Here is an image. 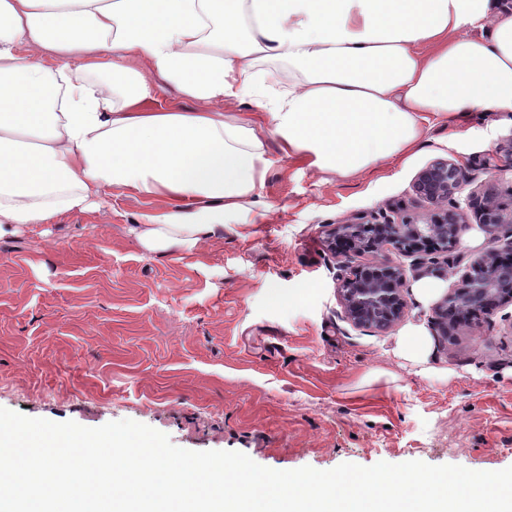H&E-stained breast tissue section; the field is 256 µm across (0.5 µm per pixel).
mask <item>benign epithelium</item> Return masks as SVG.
Returning <instances> with one entry per match:
<instances>
[{"instance_id":"benign-epithelium-1","label":"benign epithelium","mask_w":512,"mask_h":512,"mask_svg":"<svg viewBox=\"0 0 512 512\" xmlns=\"http://www.w3.org/2000/svg\"><path fill=\"white\" fill-rule=\"evenodd\" d=\"M495 178L512 174V146L498 149ZM475 181L473 169L438 159L416 176L413 192L430 210L421 222L396 221L384 214L338 224L330 235L349 244L340 261L338 292L343 319L356 328L386 331L405 315L406 269L385 256L393 250L412 259L417 276L434 275L460 266L457 253L462 234L471 228L457 199L464 186ZM467 206L476 207L475 219L488 244L460 271L453 288L433 308L436 336L446 340L465 318L493 316L512 304V205L498 201L495 190L471 192Z\"/></svg>"}]
</instances>
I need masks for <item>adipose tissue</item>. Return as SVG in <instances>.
I'll use <instances>...</instances> for the list:
<instances>
[{
  "mask_svg": "<svg viewBox=\"0 0 512 512\" xmlns=\"http://www.w3.org/2000/svg\"><path fill=\"white\" fill-rule=\"evenodd\" d=\"M502 8L0 0V237L106 212L119 189L167 202L133 229L146 253L191 250L244 223L273 166L268 140L359 175L410 152L428 116H512ZM236 102L255 109L217 110Z\"/></svg>",
  "mask_w": 512,
  "mask_h": 512,
  "instance_id": "ef3b65f1",
  "label": "adipose tissue"
}]
</instances>
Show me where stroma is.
<instances>
[{"label": "stroma", "instance_id": "35a3bbf8", "mask_svg": "<svg viewBox=\"0 0 512 512\" xmlns=\"http://www.w3.org/2000/svg\"><path fill=\"white\" fill-rule=\"evenodd\" d=\"M419 147L359 176L281 159L247 223L190 252L147 254L130 233L161 200L112 192L110 224L74 212L47 238H0V407L98 427L131 419L191 451L276 470L419 460L512 466V306L433 341L432 379L394 354L430 330L407 289L380 332L341 317L328 225L381 209L425 216L412 184L438 159L482 163L512 143L503 115L429 117Z\"/></svg>", "mask_w": 512, "mask_h": 512}]
</instances>
